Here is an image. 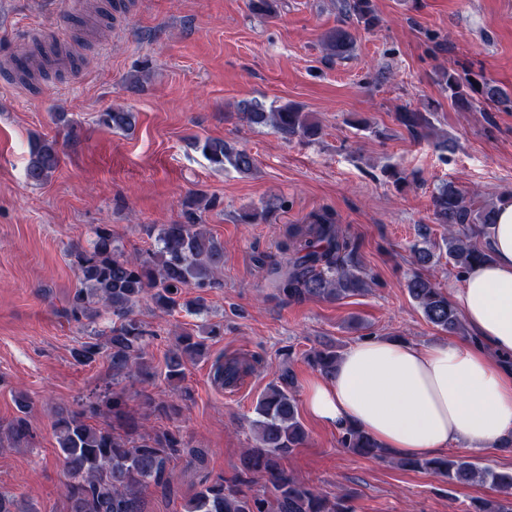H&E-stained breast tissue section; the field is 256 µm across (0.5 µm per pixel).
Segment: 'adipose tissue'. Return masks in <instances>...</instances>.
Instances as JSON below:
<instances>
[{"mask_svg":"<svg viewBox=\"0 0 512 512\" xmlns=\"http://www.w3.org/2000/svg\"><path fill=\"white\" fill-rule=\"evenodd\" d=\"M478 231L490 259L448 293L469 336L444 344L354 343L331 376L305 382L304 406L314 419L363 431L403 458L458 444L493 450L512 436V194Z\"/></svg>","mask_w":512,"mask_h":512,"instance_id":"ef3b65f1","label":"adipose tissue"}]
</instances>
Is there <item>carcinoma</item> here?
Masks as SVG:
<instances>
[{"label": "carcinoma", "mask_w": 512, "mask_h": 512, "mask_svg": "<svg viewBox=\"0 0 512 512\" xmlns=\"http://www.w3.org/2000/svg\"><path fill=\"white\" fill-rule=\"evenodd\" d=\"M280 0H248L251 14L273 19L280 13ZM341 24L323 36V48L330 57L350 55L356 45L351 27L371 31L379 18L373 0H339ZM437 84L451 106L468 110L484 102L497 107H512V94L493 80L470 70L444 68L437 73ZM243 118L251 125L268 127L285 141L313 140L320 125L293 104L267 105L254 100L241 105ZM397 120L410 134L426 138L433 134L435 111L404 108ZM134 123L130 112H102L98 124L109 130H126ZM211 164L222 168L229 164L240 173H248L254 158L222 139L207 138L199 143ZM60 165V149L55 140L42 139L33 146L25 176L29 183L46 182ZM434 223L443 227L441 243H415L411 247L414 262L426 268L439 261L440 251L462 274L486 260L488 248L472 241L473 226L494 223L495 208H475L466 193L452 182H444L432 195ZM92 246L73 245L68 249L79 275V287L68 299L63 312L67 321L96 322L101 312L112 314L106 336V358L112 379H130L153 375L145 357L146 337L156 333L145 328L136 309L145 300L160 315L186 308L205 309V295L224 287L220 272L224 267V245L214 239L202 224H164L158 231L157 247L144 257L122 254L112 241V229L101 224L94 230ZM285 262L267 263L277 297L291 301L319 299L330 302L361 293L368 277L360 270L356 247L338 224L336 213L320 209L309 214L306 223L292 224L280 243ZM410 297L425 320L452 336L462 327L456 307L432 279L414 274L406 284ZM194 299L186 300L188 291ZM206 338L189 332L176 338L168 351L165 376L171 383L184 377L185 359L202 356ZM101 353L97 343L84 342L71 351L73 361L86 365ZM340 354L333 344H325L307 354V363L327 377L333 373ZM253 368L237 356H224L213 364V383L224 389L236 387ZM293 370L280 371L258 399L250 421L256 445L242 452L241 469L231 478L219 477L196 491L182 506L183 512H352L345 496H328L287 473L282 461L301 447L306 430L299 420ZM18 415L7 427V439L20 443L31 436L26 415L30 403L16 397ZM95 407L60 409L54 421L59 461L67 476L64 495L67 512H145L142 490L149 484L171 492L172 460L184 450L179 433L158 431L152 435L137 433L132 420L124 433L108 425L90 422ZM341 444L355 454L384 458L388 452L368 434L347 428ZM397 463L414 471L430 474L450 485L488 483L505 494L512 493V472L496 471L461 455L401 458ZM264 481L267 493L250 490ZM474 512H512V501L480 500Z\"/></svg>", "instance_id": "obj_1"}]
</instances>
